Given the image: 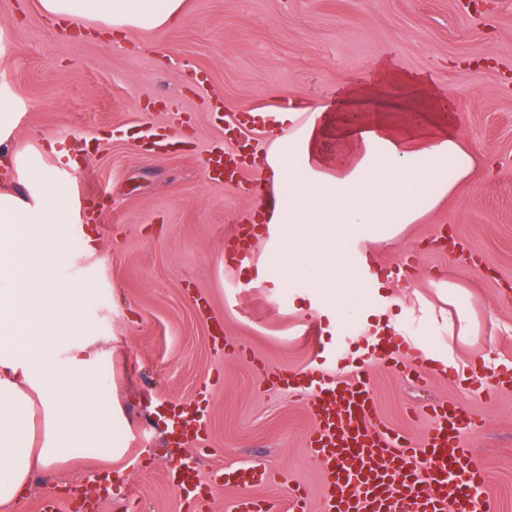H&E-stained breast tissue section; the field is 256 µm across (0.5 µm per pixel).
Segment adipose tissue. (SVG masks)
<instances>
[{"label":"adipose tissue","instance_id":"ef3b65f1","mask_svg":"<svg viewBox=\"0 0 512 512\" xmlns=\"http://www.w3.org/2000/svg\"><path fill=\"white\" fill-rule=\"evenodd\" d=\"M48 20L84 22L117 33L169 26L185 0H39ZM421 78L382 68L379 80L338 82L300 110L270 115L265 167L272 175L278 245L266 256L287 287L307 277L332 307L355 297L362 278L352 257L403 234L458 183L475 157L441 114ZM342 106L362 112L341 121ZM30 199L0 193V506L20 501L34 469L92 459L112 443V418L98 392L109 351L83 335L91 288L60 283L73 256L64 233L66 187L36 167L17 166Z\"/></svg>","mask_w":512,"mask_h":512}]
</instances>
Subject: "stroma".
Here are the masks:
<instances>
[{
    "instance_id": "35a3bbf8",
    "label": "stroma",
    "mask_w": 512,
    "mask_h": 512,
    "mask_svg": "<svg viewBox=\"0 0 512 512\" xmlns=\"http://www.w3.org/2000/svg\"><path fill=\"white\" fill-rule=\"evenodd\" d=\"M388 59L406 75L428 74L456 106L457 133L478 158L469 185L447 196L405 237L378 250L392 268L418 261L396 288L405 336L447 357L463 376L489 380L512 357V0H186L172 26L128 32L108 47L74 23L56 34L38 0H0V101L15 111L11 143L23 163L96 195V224L72 219L80 241L63 284H90L86 335L112 349L104 411L128 423L127 449L99 512H187L166 462L197 458L202 475L260 461L278 477L257 493L288 512L294 486L321 512L322 477L310 456L312 420L259 371L308 365L305 331L318 322L304 277L257 288L232 266L226 243L254 210L244 186L208 176L204 160L230 146L225 123L287 96L306 106L337 80L373 73ZM223 103L222 111L211 108ZM463 253L440 248L438 226ZM456 282L478 300L472 334L410 311L413 290L437 302ZM219 324L237 351L213 345ZM480 349L485 360L471 362ZM369 386L379 417L422 441L423 406L463 400L485 418L466 437L486 472L496 512H512V389L485 400L443 378L404 381L385 366ZM208 393V428L192 444L168 445L154 405ZM84 466L41 468L14 512L86 485Z\"/></svg>"
}]
</instances>
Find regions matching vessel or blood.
Masks as SVG:
<instances>
[{
	"label": "vessel or blood",
	"mask_w": 512,
	"mask_h": 512,
	"mask_svg": "<svg viewBox=\"0 0 512 512\" xmlns=\"http://www.w3.org/2000/svg\"><path fill=\"white\" fill-rule=\"evenodd\" d=\"M205 165L209 173L228 182L237 183L243 177L231 152L209 154ZM256 230L253 224L237 225L231 246L236 265L252 266L253 255L244 242ZM345 343L340 335L332 345H314L311 366L284 370L272 379L306 402L312 419L308 447L323 476L322 512H448L452 503L459 512H495L492 500L477 493L486 474L464 444L467 431L481 420L467 403L428 405L432 425L419 443L377 416L369 388L376 365H386L413 381L447 377V366L399 337L368 336L352 378L346 379L336 372L346 362ZM205 427L199 411L171 401L167 425L171 437L196 439ZM272 478L265 464L251 463L217 470L208 479L197 478L188 493L209 494L230 483L237 495L229 512H273L272 504L255 493L256 487Z\"/></svg>",
	"instance_id": "1"
}]
</instances>
